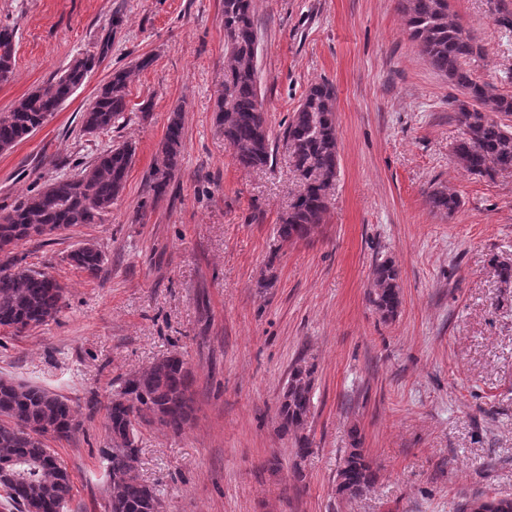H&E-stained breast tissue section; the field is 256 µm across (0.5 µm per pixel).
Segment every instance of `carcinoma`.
I'll return each instance as SVG.
<instances>
[{
    "label": "carcinoma",
    "instance_id": "carcinoma-1",
    "mask_svg": "<svg viewBox=\"0 0 512 512\" xmlns=\"http://www.w3.org/2000/svg\"><path fill=\"white\" fill-rule=\"evenodd\" d=\"M413 39L422 46L433 69L461 89L476 108L457 104L460 139L454 146L457 163L467 172L494 180L512 170V130L493 118L512 114V96L500 94L478 81L469 67L483 56V48L460 23L449 19L448 0H399ZM224 85L217 104L216 124L224 141L243 168H260L273 156L274 147L259 91L257 41L252 0H223ZM495 22L512 28V8L506 0L494 3ZM15 29L0 26V84L12 78L15 67ZM98 63L96 56L74 58L43 85L0 113V151H7L41 128L48 118L84 84ZM129 71L112 72L83 110L82 129L88 134L108 132L124 119ZM335 90L315 84L291 115L283 132L293 166L302 184L280 219L278 236L284 242L307 238L322 222L329 190L339 165L334 115ZM181 110L172 111L158 156L148 180L152 199L167 193L181 165L183 149ZM134 150L119 144L104 150L75 176L60 175L38 186L24 199L0 207V326L24 333L48 324L65 306V291L47 270L24 263L16 249L32 239L58 235L80 224H98L125 188ZM430 206L453 214L457 196L444 189L428 195ZM69 263L95 279L107 262L106 254L86 243L71 251ZM399 269L391 259L372 270L370 302L385 320L401 305ZM316 365L305 357L292 364L279 407V430L297 442L296 456L310 449L305 434L312 406ZM193 373L177 355L155 361L127 378L105 406L110 444L102 449L104 474L112 488L110 512H158L159 494L135 466L139 428L157 423L181 431L193 412ZM81 422L66 397L42 386L0 378V458L16 459L25 476H0L5 506L16 512H65L74 485L58 453L49 442L67 440ZM350 448L336 473V495L351 499L370 489L377 471L361 448L359 430H351ZM512 512V498L488 499L481 493L461 505L460 512Z\"/></svg>",
    "mask_w": 512,
    "mask_h": 512
}]
</instances>
